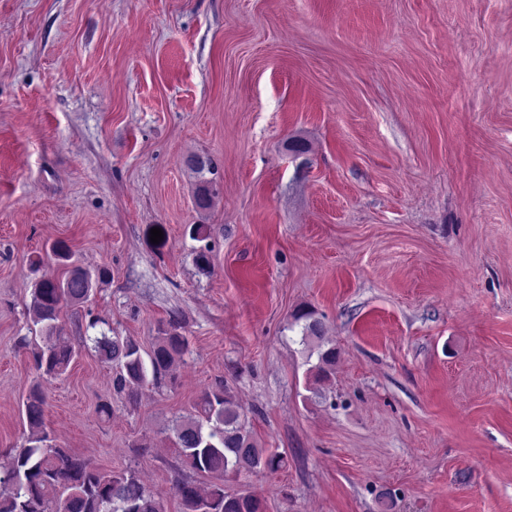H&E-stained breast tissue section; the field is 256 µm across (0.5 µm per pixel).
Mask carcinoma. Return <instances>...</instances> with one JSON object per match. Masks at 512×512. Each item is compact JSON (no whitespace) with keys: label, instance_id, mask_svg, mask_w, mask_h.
<instances>
[{"label":"carcinoma","instance_id":"1","mask_svg":"<svg viewBox=\"0 0 512 512\" xmlns=\"http://www.w3.org/2000/svg\"><path fill=\"white\" fill-rule=\"evenodd\" d=\"M91 291L92 275L78 265L63 280L47 278L35 285L30 308L43 336L25 347L40 375H62L77 356L69 339L60 335L58 320L65 303L83 302ZM294 325L301 327L300 343L305 346L323 339L322 323L311 310L295 314ZM84 347L112 363L113 390L131 400L149 383L174 382L188 352L186 337L173 321L158 329L154 346L145 354L133 338L103 331L87 337ZM337 355L334 347L319 352L318 376L328 375ZM23 405L29 435L23 446L13 449L9 467L0 471V512H164L136 472L103 471L68 449L47 443L46 398L40 386L32 387ZM170 431L184 466L216 477L204 488L191 480L178 483L183 512H265L261 497L224 489V478L231 474L275 473L283 467L277 453L258 447L228 385L203 392L195 413L176 419Z\"/></svg>","mask_w":512,"mask_h":512}]
</instances>
